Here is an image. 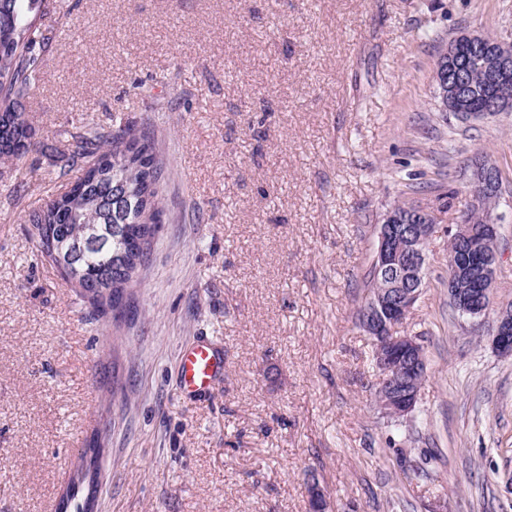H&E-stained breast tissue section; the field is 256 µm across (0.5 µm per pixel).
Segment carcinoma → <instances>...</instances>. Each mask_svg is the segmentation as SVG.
<instances>
[{
  "mask_svg": "<svg viewBox=\"0 0 512 512\" xmlns=\"http://www.w3.org/2000/svg\"><path fill=\"white\" fill-rule=\"evenodd\" d=\"M42 0H0V162L19 161L33 151L55 150L47 140L31 138L34 128L23 107L36 82L45 37L37 18ZM466 62L467 97L472 111L482 110L500 87L479 61ZM71 166L77 174L67 189L32 210L26 219L31 238L63 278L99 312L118 321L126 313V295L138 281L161 224L163 166L154 140L144 132L119 127L103 132L88 127L74 137ZM82 453L58 512H93L98 460Z\"/></svg>",
  "mask_w": 512,
  "mask_h": 512,
  "instance_id": "carcinoma-1",
  "label": "carcinoma"
}]
</instances>
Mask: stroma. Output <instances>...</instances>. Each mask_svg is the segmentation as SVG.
Masks as SVG:
<instances>
[{"label": "stroma", "mask_w": 512, "mask_h": 512, "mask_svg": "<svg viewBox=\"0 0 512 512\" xmlns=\"http://www.w3.org/2000/svg\"><path fill=\"white\" fill-rule=\"evenodd\" d=\"M25 107L68 153L86 127L148 132L163 224L126 315L103 317L25 219L66 181L0 164V512H55L78 449H104L94 512H512V358L448 298V234L481 157L503 176L493 306L512 303V112L437 111L460 31L512 44V0H43ZM439 229L402 327L428 371L411 417L376 404L357 309L409 175ZM224 353L210 394L181 350ZM224 374V357L207 341L197 342L183 351L179 364V386L185 396L209 392Z\"/></svg>", "instance_id": "1"}]
</instances>
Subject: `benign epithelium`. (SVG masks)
I'll list each match as a JSON object with an SVG mask.
<instances>
[{"label": "benign epithelium", "mask_w": 512, "mask_h": 512, "mask_svg": "<svg viewBox=\"0 0 512 512\" xmlns=\"http://www.w3.org/2000/svg\"><path fill=\"white\" fill-rule=\"evenodd\" d=\"M467 50L479 52V60L488 77L496 82L512 74V53L505 48H487L480 31H463L448 44L446 54L452 58ZM441 100L454 112L466 111V100L458 77L447 78L438 66ZM512 112V97L503 94L490 99L483 112L495 116ZM469 202L477 207L483 196L499 189L498 169L481 161L469 182ZM426 210L416 209L404 218L388 212L378 226V243L374 263L376 274L388 281V287L369 299L365 309L364 330L384 346L379 357L378 382L383 406L387 411L408 416L416 407L427 370L422 362L421 344L415 337L396 333V324L414 310L422 292L427 242L437 232V224ZM454 237L464 245L463 254L451 259L454 273L453 300L461 312L472 317H486L495 311L488 339L503 356L512 355V308L492 309V288L499 263V251L493 245L497 237L493 213L485 216L478 227L465 221L456 225Z\"/></svg>", "instance_id": "7a95c632"}]
</instances>
